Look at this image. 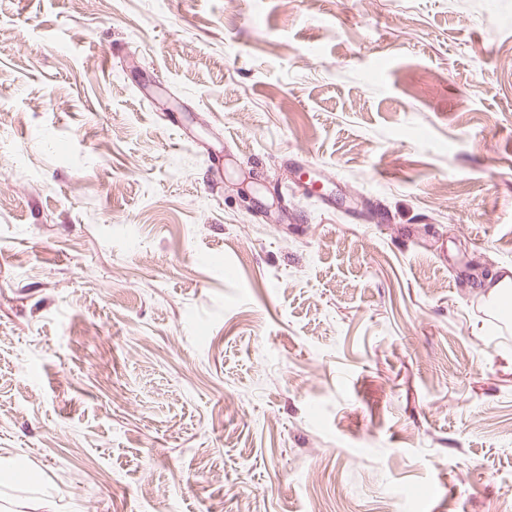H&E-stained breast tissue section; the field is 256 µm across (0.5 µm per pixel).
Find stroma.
<instances>
[{
  "mask_svg": "<svg viewBox=\"0 0 512 512\" xmlns=\"http://www.w3.org/2000/svg\"><path fill=\"white\" fill-rule=\"evenodd\" d=\"M512 0H0V512H512ZM509 287L512 289V276L510 271H507L502 277L492 280L489 287L491 289L487 293V307L492 316L495 317L494 321L498 325L506 327L512 323V310L503 304L504 300L509 297L507 293Z\"/></svg>",
  "mask_w": 512,
  "mask_h": 512,
  "instance_id": "obj_1",
  "label": "stroma"
}]
</instances>
